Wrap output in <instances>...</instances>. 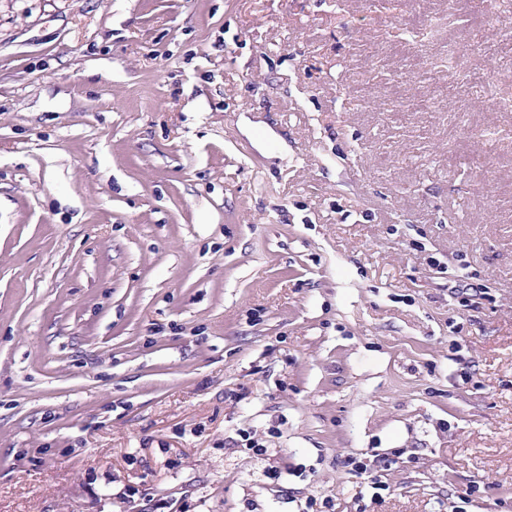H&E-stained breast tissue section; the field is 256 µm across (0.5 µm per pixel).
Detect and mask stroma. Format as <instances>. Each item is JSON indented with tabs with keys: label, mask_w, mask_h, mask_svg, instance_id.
Instances as JSON below:
<instances>
[{
	"label": "stroma",
	"mask_w": 512,
	"mask_h": 512,
	"mask_svg": "<svg viewBox=\"0 0 512 512\" xmlns=\"http://www.w3.org/2000/svg\"><path fill=\"white\" fill-rule=\"evenodd\" d=\"M511 36L0 0V512H512Z\"/></svg>",
	"instance_id": "obj_1"
}]
</instances>
